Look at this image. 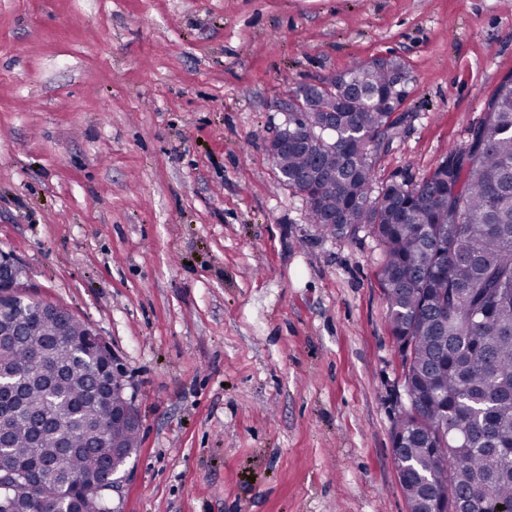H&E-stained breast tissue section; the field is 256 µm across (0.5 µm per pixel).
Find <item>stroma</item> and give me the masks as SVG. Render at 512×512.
I'll list each match as a JSON object with an SVG mask.
<instances>
[{
    "mask_svg": "<svg viewBox=\"0 0 512 512\" xmlns=\"http://www.w3.org/2000/svg\"><path fill=\"white\" fill-rule=\"evenodd\" d=\"M376 59L408 89L377 179L421 181L512 76V0H0V253L124 374L111 512H409L381 248L267 152Z\"/></svg>",
    "mask_w": 512,
    "mask_h": 512,
    "instance_id": "obj_1",
    "label": "stroma"
}]
</instances>
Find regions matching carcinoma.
Segmentation results:
<instances>
[{"label": "carcinoma", "instance_id": "obj_1", "mask_svg": "<svg viewBox=\"0 0 512 512\" xmlns=\"http://www.w3.org/2000/svg\"><path fill=\"white\" fill-rule=\"evenodd\" d=\"M395 60L358 65L296 95L307 107L280 160L281 181L312 223L332 236L362 230L382 248L377 273L399 346L410 408L394 424L404 438L409 512L448 491V512L512 507V81L487 105L464 149L450 148L417 183L374 187L378 155L397 135L407 96ZM333 121L336 136L317 137ZM378 194H373V191ZM0 374L27 376L24 405L0 406L7 471L39 472L18 483L14 512H63L86 502V475L102 470L112 402L91 392L88 371L112 357L77 318L20 313ZM70 451L62 453L60 438Z\"/></svg>", "mask_w": 512, "mask_h": 512}]
</instances>
